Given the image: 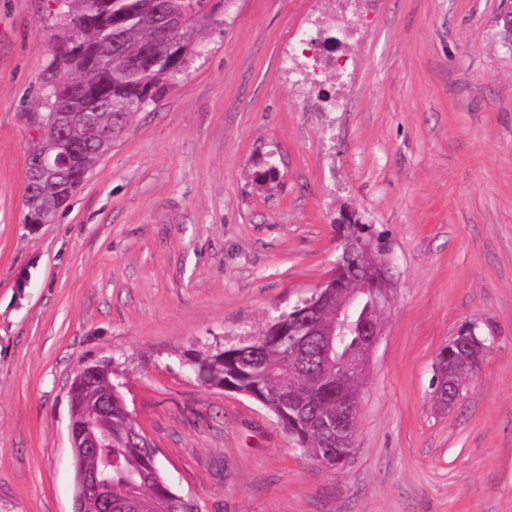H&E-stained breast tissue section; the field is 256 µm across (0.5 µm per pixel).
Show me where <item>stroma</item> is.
Here are the masks:
<instances>
[{
    "label": "stroma",
    "instance_id": "35a3bbf8",
    "mask_svg": "<svg viewBox=\"0 0 512 512\" xmlns=\"http://www.w3.org/2000/svg\"><path fill=\"white\" fill-rule=\"evenodd\" d=\"M508 6L224 0L180 83L34 224L26 159L58 0H0V512H72L68 389L102 359L202 512H512ZM307 29L333 37L309 62ZM349 219L382 234L397 284L333 471L190 360L309 298ZM466 323L490 348L440 415L435 356Z\"/></svg>",
    "mask_w": 512,
    "mask_h": 512
}]
</instances>
